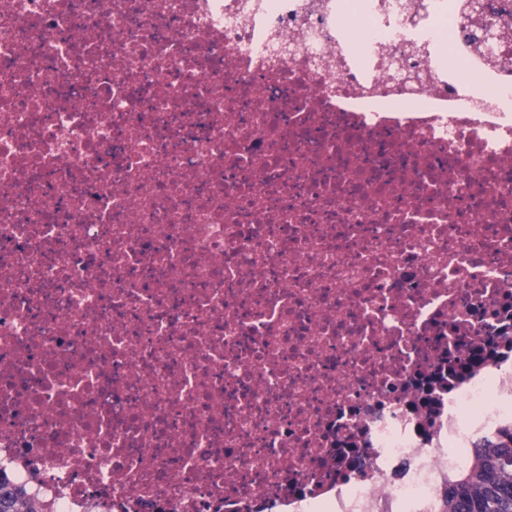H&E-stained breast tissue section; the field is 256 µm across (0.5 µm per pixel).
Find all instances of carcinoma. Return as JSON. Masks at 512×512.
Masks as SVG:
<instances>
[{
  "label": "carcinoma",
  "instance_id": "1",
  "mask_svg": "<svg viewBox=\"0 0 512 512\" xmlns=\"http://www.w3.org/2000/svg\"><path fill=\"white\" fill-rule=\"evenodd\" d=\"M478 462L448 478L442 512H512V426L496 444L477 453ZM0 512H37L8 485H0Z\"/></svg>",
  "mask_w": 512,
  "mask_h": 512
}]
</instances>
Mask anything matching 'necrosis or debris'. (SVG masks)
Segmentation results:
<instances>
[{"mask_svg": "<svg viewBox=\"0 0 512 512\" xmlns=\"http://www.w3.org/2000/svg\"><path fill=\"white\" fill-rule=\"evenodd\" d=\"M511 424L512 0H0L40 512H439Z\"/></svg>", "mask_w": 512, "mask_h": 512, "instance_id": "obj_1", "label": "necrosis or debris"}]
</instances>
